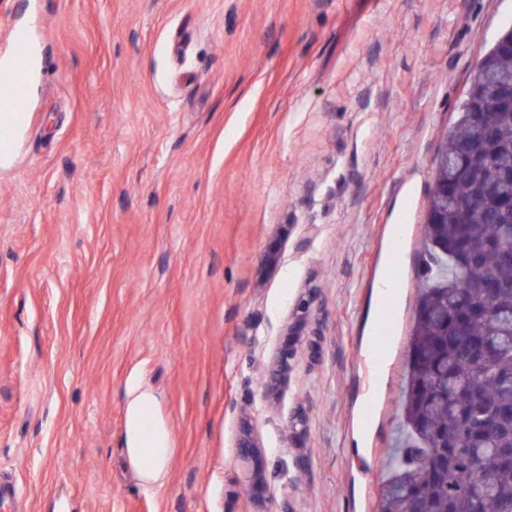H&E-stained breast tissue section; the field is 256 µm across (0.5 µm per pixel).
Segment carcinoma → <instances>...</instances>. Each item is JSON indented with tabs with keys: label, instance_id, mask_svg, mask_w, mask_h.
I'll return each mask as SVG.
<instances>
[{
	"label": "carcinoma",
	"instance_id": "1",
	"mask_svg": "<svg viewBox=\"0 0 512 512\" xmlns=\"http://www.w3.org/2000/svg\"><path fill=\"white\" fill-rule=\"evenodd\" d=\"M512 54L490 48L445 137L433 186L452 187L448 222L425 223L402 421L383 465L379 512H512V212L477 204L479 186L512 168ZM495 128L484 145L483 127ZM474 143L463 170L453 161ZM467 242L477 259L454 261L438 243ZM461 302L479 313L460 332L445 321Z\"/></svg>",
	"mask_w": 512,
	"mask_h": 512
}]
</instances>
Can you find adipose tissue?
Instances as JSON below:
<instances>
[{"label":"adipose tissue","instance_id":"obj_1","mask_svg":"<svg viewBox=\"0 0 512 512\" xmlns=\"http://www.w3.org/2000/svg\"><path fill=\"white\" fill-rule=\"evenodd\" d=\"M154 401L152 393L134 389L129 392L126 404V457L135 468L141 483L149 489L165 485L170 459L166 430L146 424Z\"/></svg>","mask_w":512,"mask_h":512}]
</instances>
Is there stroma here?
<instances>
[{"label":"stroma","instance_id":"stroma-1","mask_svg":"<svg viewBox=\"0 0 512 512\" xmlns=\"http://www.w3.org/2000/svg\"><path fill=\"white\" fill-rule=\"evenodd\" d=\"M510 28L512 0H0V60L40 56L0 168V512H374L432 172ZM154 401L152 393L138 388L128 393L126 404V457L147 489L166 484L171 450L163 427H146V418Z\"/></svg>","mask_w":512,"mask_h":512}]
</instances>
